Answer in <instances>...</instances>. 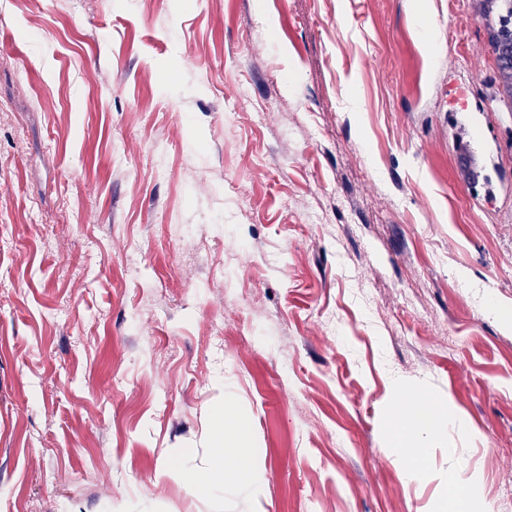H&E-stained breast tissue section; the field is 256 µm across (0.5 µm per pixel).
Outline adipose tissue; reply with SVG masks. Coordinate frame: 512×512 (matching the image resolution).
<instances>
[{
  "mask_svg": "<svg viewBox=\"0 0 512 512\" xmlns=\"http://www.w3.org/2000/svg\"><path fill=\"white\" fill-rule=\"evenodd\" d=\"M410 424L396 426L392 446L398 460L404 463L410 478L420 479L423 472L417 462L428 453L427 439L441 424L438 415L430 413L420 401H413L408 412ZM212 489H234L241 493L258 495L263 475L253 448L249 446L250 430L241 424L227 429L215 427Z\"/></svg>",
  "mask_w": 512,
  "mask_h": 512,
  "instance_id": "ef3b65f1",
  "label": "adipose tissue"
}]
</instances>
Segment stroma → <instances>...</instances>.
<instances>
[{
	"label": "stroma",
	"instance_id": "stroma-1",
	"mask_svg": "<svg viewBox=\"0 0 512 512\" xmlns=\"http://www.w3.org/2000/svg\"><path fill=\"white\" fill-rule=\"evenodd\" d=\"M495 75L478 0H0V512H512ZM228 400L260 495L161 477ZM411 418V425H397L392 436V447L398 460L405 463L407 475L412 479H420L424 471L415 464L428 453L426 440L433 435L442 420L438 413L431 414L415 399L410 410L406 411Z\"/></svg>",
	"mask_w": 512,
	"mask_h": 512
}]
</instances>
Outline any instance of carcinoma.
<instances>
[{
  "label": "carcinoma",
  "mask_w": 512,
  "mask_h": 512,
  "mask_svg": "<svg viewBox=\"0 0 512 512\" xmlns=\"http://www.w3.org/2000/svg\"><path fill=\"white\" fill-rule=\"evenodd\" d=\"M487 43L496 63L497 97L512 110V0H482Z\"/></svg>",
  "instance_id": "1"
}]
</instances>
